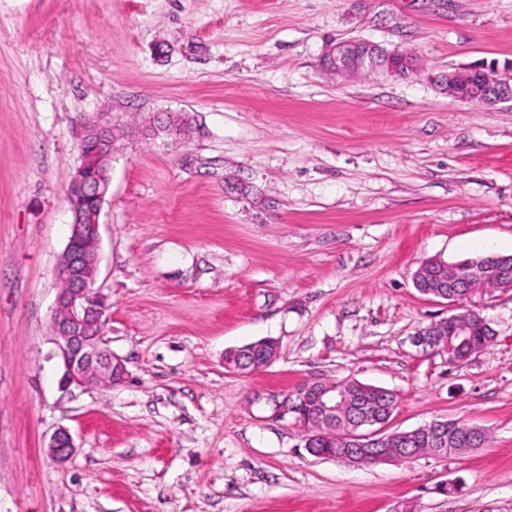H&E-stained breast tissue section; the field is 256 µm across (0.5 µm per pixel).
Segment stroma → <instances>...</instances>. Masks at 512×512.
<instances>
[{
    "instance_id": "35a3bbf8",
    "label": "stroma",
    "mask_w": 512,
    "mask_h": 512,
    "mask_svg": "<svg viewBox=\"0 0 512 512\" xmlns=\"http://www.w3.org/2000/svg\"><path fill=\"white\" fill-rule=\"evenodd\" d=\"M349 39L417 70L337 77ZM469 67L512 74V0H0V512H512V288L469 300L495 338L465 363L412 342L455 311L422 261L512 254V102L438 86ZM169 112L195 132L142 133ZM92 121L119 133L95 286L128 376L66 391L51 323ZM265 338L270 366L227 372ZM350 379L395 394L388 431L488 440L310 455L275 404ZM73 448L74 444L69 433L60 430L52 436L45 451L52 459L62 462L69 457Z\"/></svg>"
}]
</instances>
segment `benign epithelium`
Masks as SVG:
<instances>
[{
    "label": "benign epithelium",
    "instance_id": "1",
    "mask_svg": "<svg viewBox=\"0 0 512 512\" xmlns=\"http://www.w3.org/2000/svg\"><path fill=\"white\" fill-rule=\"evenodd\" d=\"M413 57L403 50H387L367 41H345L328 46L326 64L337 76L348 75L355 66L370 74L389 76L409 75L415 72ZM441 89L449 96L468 103L493 107L499 103L512 102V78L501 77L484 68H469L444 74L439 79ZM81 142V164L68 188L71 210V235L66 247L70 262L61 273L64 287L56 297L52 330L56 344V355L61 360L63 374L61 384L65 388L75 387L94 390L103 386L121 383L127 377L124 361L104 346L106 302L94 291V278L87 272V256L99 246L100 223L88 224L89 211L101 213L109 192L110 180L103 179L95 161L105 156L108 148L103 143L102 133L111 127L102 123H91ZM258 351L240 350L224 367L233 372L244 370L256 359ZM315 401L321 419L336 421V410L346 402L344 392H336L333 385L311 396L310 384L298 388L291 405L299 411L308 401ZM377 420L364 415L354 421L344 437L348 449L344 460L353 459L358 449L372 450L382 442L384 432L379 429L366 431ZM74 444L65 430L55 433L46 453L62 462L71 454Z\"/></svg>",
    "mask_w": 512,
    "mask_h": 512
}]
</instances>
